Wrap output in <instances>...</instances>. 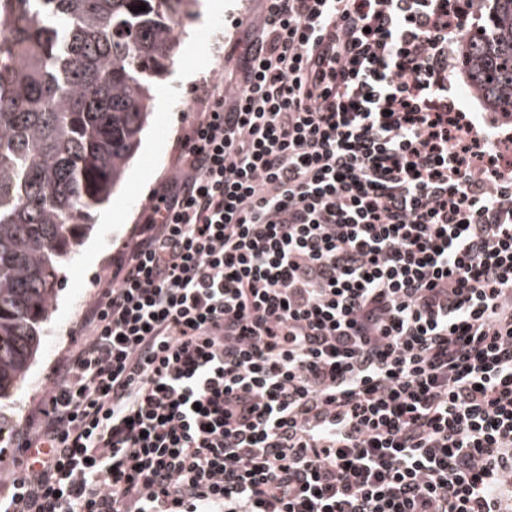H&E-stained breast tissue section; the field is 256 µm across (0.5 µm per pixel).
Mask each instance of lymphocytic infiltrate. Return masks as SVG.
<instances>
[{
	"label": "lymphocytic infiltrate",
	"mask_w": 512,
	"mask_h": 512,
	"mask_svg": "<svg viewBox=\"0 0 512 512\" xmlns=\"http://www.w3.org/2000/svg\"><path fill=\"white\" fill-rule=\"evenodd\" d=\"M0 512H512V181L448 0H259ZM495 155L491 160L489 158L481 160L478 167L508 176L512 172V141L511 144L510 142H502L498 146Z\"/></svg>",
	"instance_id": "f902f5d3"
}]
</instances>
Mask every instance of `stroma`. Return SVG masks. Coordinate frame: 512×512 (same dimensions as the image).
Segmentation results:
<instances>
[{"mask_svg": "<svg viewBox=\"0 0 512 512\" xmlns=\"http://www.w3.org/2000/svg\"><path fill=\"white\" fill-rule=\"evenodd\" d=\"M219 12L202 10L184 19L179 46L166 73L155 83L166 92L165 103H153L139 148L111 200L92 212L82 228L78 253L63 266L49 316L41 327V345L10 398L0 401V430L11 431L45 387L58 358L71 343L70 332L89 301L96 280L107 273L109 260L128 238L154 189L172 171L181 130L195 110L193 99L224 65L230 48L232 19L250 22L258 0H223Z\"/></svg>", "mask_w": 512, "mask_h": 512, "instance_id": "1", "label": "stroma"}]
</instances>
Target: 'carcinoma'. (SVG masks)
<instances>
[{
	"instance_id": "obj_1",
	"label": "carcinoma",
	"mask_w": 512,
	"mask_h": 512,
	"mask_svg": "<svg viewBox=\"0 0 512 512\" xmlns=\"http://www.w3.org/2000/svg\"><path fill=\"white\" fill-rule=\"evenodd\" d=\"M0 15V399L25 377L62 261L140 144L197 0H14ZM145 4L147 10L133 9ZM468 85L512 113V0L463 37Z\"/></svg>"
}]
</instances>
